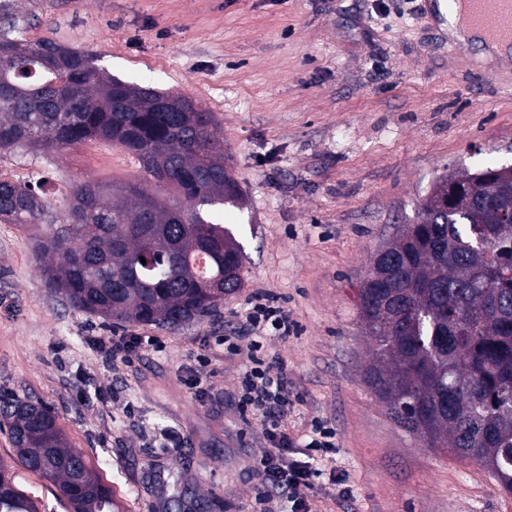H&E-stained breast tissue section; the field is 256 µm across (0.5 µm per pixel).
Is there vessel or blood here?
<instances>
[{
	"instance_id": "obj_1",
	"label": "vessel or blood",
	"mask_w": 512,
	"mask_h": 512,
	"mask_svg": "<svg viewBox=\"0 0 512 512\" xmlns=\"http://www.w3.org/2000/svg\"><path fill=\"white\" fill-rule=\"evenodd\" d=\"M451 1L464 11L472 36L498 55L512 59V0H427L422 20L430 25H447V4Z\"/></svg>"
}]
</instances>
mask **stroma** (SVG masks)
<instances>
[{
    "instance_id": "35a3bbf8",
    "label": "stroma",
    "mask_w": 512,
    "mask_h": 512,
    "mask_svg": "<svg viewBox=\"0 0 512 512\" xmlns=\"http://www.w3.org/2000/svg\"><path fill=\"white\" fill-rule=\"evenodd\" d=\"M422 0H15L23 36L94 52L125 80L185 95L213 112L243 210L224 223L248 259L217 313L171 331L111 327L47 287L36 234L64 225L83 182L142 172L118 146L0 152V177L37 188L41 224L0 221V393L40 400L70 447L111 487L122 512H167L174 487L209 512H256L273 449L238 407L255 293L295 322L264 340L288 375V427L336 432L319 464L315 512H512V495L477 464L426 447L398 426L367 378L372 352L357 289L373 253L413 223L436 179L512 164V71L476 73L480 53L449 54L421 23ZM154 336L112 362L96 337ZM233 336L239 351L227 353ZM0 461L39 512H68L55 487L22 468L5 434ZM350 495H336L335 481Z\"/></svg>"
}]
</instances>
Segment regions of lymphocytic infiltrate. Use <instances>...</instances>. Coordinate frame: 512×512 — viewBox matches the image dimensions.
Masks as SVG:
<instances>
[{"instance_id": "1", "label": "lymphocytic infiltrate", "mask_w": 512, "mask_h": 512, "mask_svg": "<svg viewBox=\"0 0 512 512\" xmlns=\"http://www.w3.org/2000/svg\"><path fill=\"white\" fill-rule=\"evenodd\" d=\"M241 403L252 407L267 428L275 452L264 455L257 472V496L268 502L274 497H286L292 512H311L309 493L318 477L319 452L334 446L335 432L323 422L312 421L313 438L305 459L292 457L294 446L285 418L288 399V376L282 367L258 356H250L240 375Z\"/></svg>"}]
</instances>
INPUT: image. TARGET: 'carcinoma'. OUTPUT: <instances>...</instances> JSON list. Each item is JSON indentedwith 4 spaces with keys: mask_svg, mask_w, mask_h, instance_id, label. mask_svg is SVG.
Returning a JSON list of instances; mask_svg holds the SVG:
<instances>
[{
    "mask_svg": "<svg viewBox=\"0 0 512 512\" xmlns=\"http://www.w3.org/2000/svg\"><path fill=\"white\" fill-rule=\"evenodd\" d=\"M0 13V151L104 141L143 173L110 190H72L66 225L35 244L62 258L43 265L49 287L109 326L174 330L216 312L243 287L246 255L222 224L243 193L214 113L116 78L84 49L16 37L10 5ZM152 181L168 194L148 189ZM44 211L34 188L0 179V220L37 224ZM385 245L358 290L371 385L397 423L511 494L512 166L437 179L415 223ZM2 428L23 468L58 483L69 512H116L112 489L68 447L46 404L0 396ZM0 512H37L1 465Z\"/></svg>",
    "mask_w": 512,
    "mask_h": 512,
    "instance_id": "carcinoma-1",
    "label": "carcinoma"
}]
</instances>
